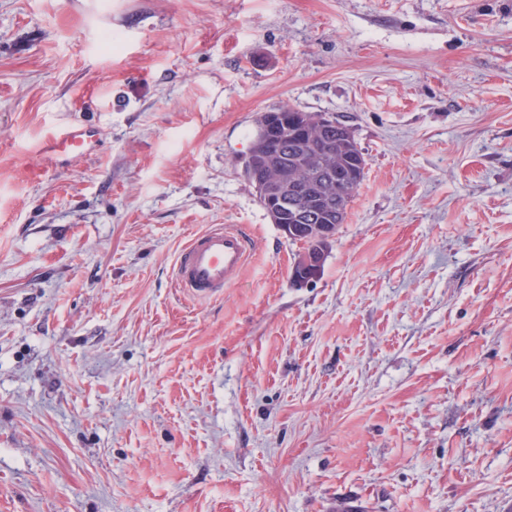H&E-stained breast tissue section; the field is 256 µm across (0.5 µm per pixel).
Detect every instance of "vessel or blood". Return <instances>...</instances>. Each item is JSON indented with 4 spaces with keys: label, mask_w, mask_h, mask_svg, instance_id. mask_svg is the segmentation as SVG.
I'll return each instance as SVG.
<instances>
[{
    "label": "vessel or blood",
    "mask_w": 512,
    "mask_h": 512,
    "mask_svg": "<svg viewBox=\"0 0 512 512\" xmlns=\"http://www.w3.org/2000/svg\"><path fill=\"white\" fill-rule=\"evenodd\" d=\"M91 142L87 132L76 127L61 129L48 137L42 146L43 157L58 155L84 157ZM249 251L246 236L237 227L214 224L196 234L180 252L173 271L179 288L200 300L223 294L242 268Z\"/></svg>",
    "instance_id": "vessel-or-blood-1"
}]
</instances>
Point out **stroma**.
I'll return each instance as SVG.
<instances>
[{
	"label": "stroma",
	"mask_w": 512,
	"mask_h": 512,
	"mask_svg": "<svg viewBox=\"0 0 512 512\" xmlns=\"http://www.w3.org/2000/svg\"><path fill=\"white\" fill-rule=\"evenodd\" d=\"M285 104L367 160L302 288ZM0 512H512V0H0ZM278 110L288 111V116H286L284 112H268L265 114V118L262 119L261 124L258 126L257 137L264 140L266 143L274 139L283 127L288 126L289 116H291L292 119L296 118L299 125H301L306 118L315 117L313 121L309 122L316 123L318 125L328 124L335 120L333 117L326 114H320L316 117L319 113L303 112L288 104L282 105ZM91 136L81 128H63L48 137L42 146L41 154L44 158H53L57 155L71 157H84L91 155ZM249 242L241 230L214 224L196 234L180 252L173 271L179 288L200 300L224 294L242 268Z\"/></svg>",
	"instance_id": "obj_1"
}]
</instances>
